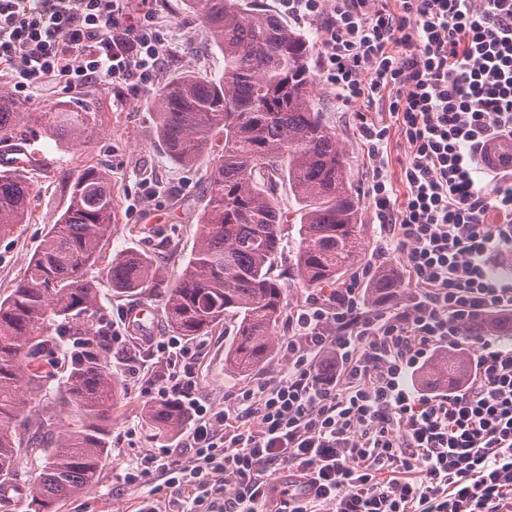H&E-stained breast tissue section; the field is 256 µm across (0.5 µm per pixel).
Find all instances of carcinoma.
Returning a JSON list of instances; mask_svg holds the SVG:
<instances>
[{
	"label": "carcinoma",
	"mask_w": 512,
	"mask_h": 512,
	"mask_svg": "<svg viewBox=\"0 0 512 512\" xmlns=\"http://www.w3.org/2000/svg\"><path fill=\"white\" fill-rule=\"evenodd\" d=\"M198 12L211 43L224 54V72L202 78L186 72L150 99L167 154L192 167L215 147L207 204L195 249L171 283L159 280V264L144 254L112 256L106 270L112 288L138 294L158 288L165 296L173 333L205 336L226 318H237L236 339L224 352L232 373L257 368L277 348L271 328L283 314L286 284L273 267L288 245L278 187L286 184L298 206L299 240L293 270L307 288H339L365 269L369 250L358 215L360 197L347 176V159L310 95L317 81L312 46L269 13L260 0H186ZM0 88V139L24 140L19 125L35 127L66 144L95 132L96 113L76 112L66 101L47 112H20ZM69 198L57 222L29 259L9 295L0 297V512L13 495H28L34 512H53L58 502L93 487L109 455L112 413L121 388L112 372V343L89 320L97 307L93 275L103 242L115 227L112 179L88 165L68 178ZM31 183L0 171V237L30 216ZM391 270L368 276V303L400 294ZM64 386L37 415L30 401L46 396L48 368L65 336ZM464 363L450 352L423 376L438 384L454 379ZM144 417L161 437L185 423L174 398L148 404ZM43 464L29 483L28 457Z\"/></svg>",
	"instance_id": "cac0c4a2"
}]
</instances>
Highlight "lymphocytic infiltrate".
Masks as SVG:
<instances>
[{
  "label": "lymphocytic infiltrate",
  "instance_id": "1",
  "mask_svg": "<svg viewBox=\"0 0 512 512\" xmlns=\"http://www.w3.org/2000/svg\"><path fill=\"white\" fill-rule=\"evenodd\" d=\"M280 2L323 20V72L358 113L373 221L415 290L390 310L354 286L309 299L282 342L287 367L235 392L232 416L197 395L192 349L161 342L193 453L129 463L137 512H512V342L481 331L512 316V279L490 271L512 256V178L475 161L512 136V0ZM163 46L149 0H0V77L19 98L152 86ZM376 106L393 126L369 118ZM394 129L409 149L397 185ZM450 348L478 351L462 380L419 387Z\"/></svg>",
  "mask_w": 512,
  "mask_h": 512
}]
</instances>
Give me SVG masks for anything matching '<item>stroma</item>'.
<instances>
[{"label": "stroma", "mask_w": 512, "mask_h": 512, "mask_svg": "<svg viewBox=\"0 0 512 512\" xmlns=\"http://www.w3.org/2000/svg\"><path fill=\"white\" fill-rule=\"evenodd\" d=\"M150 5L165 45L159 84H167L188 70L208 77L223 72V54L211 46L198 14L186 8L185 0H151ZM153 94L150 88L104 84L72 92L60 89L42 100H23L21 105L22 111L42 112L61 100L78 101L96 112L97 126L89 141L74 147L37 132L29 134L27 151L38 161L26 172L33 183L31 217L14 234L0 238V296L10 293L51 224L59 218L67 202L65 181L69 173L86 164L105 169L112 178L116 204V225L95 272L101 277L97 313L111 332L121 337L112 346L111 365L124 395L112 420L110 453L98 484L60 502L58 512H133V494L124 484L127 464L160 446L143 419V408L157 399L156 394L146 393L147 383L166 384L174 371L170 362L151 350L152 344L172 334L165 319L164 298L155 293L116 292L102 274L113 255L122 251L162 256L161 272L166 279H173L181 271L200 234L205 177L213 161L206 155L188 168L170 159L157 133L156 114L148 105ZM312 97L336 132L353 184L358 193H365L371 168L353 109L338 105L335 88L322 78L316 81ZM360 222L369 244V266L403 272L401 255L383 250L380 227L374 224L369 206H362ZM141 306L150 309L151 316L139 338L129 326L128 315ZM235 332V323L229 321L191 342L199 395L214 407L228 411L233 408L231 392L288 364L285 351L279 349L252 373L234 375L225 371L224 350L233 342ZM131 360L140 368L139 378H130L127 373L126 364Z\"/></svg>", "instance_id": "stroma-1"}]
</instances>
